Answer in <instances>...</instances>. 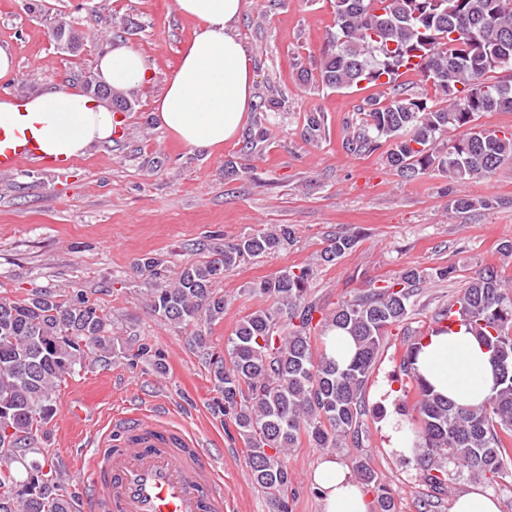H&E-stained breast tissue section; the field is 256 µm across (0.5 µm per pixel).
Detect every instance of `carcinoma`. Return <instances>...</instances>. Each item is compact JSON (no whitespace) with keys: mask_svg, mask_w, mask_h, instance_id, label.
Returning a JSON list of instances; mask_svg holds the SVG:
<instances>
[{"mask_svg":"<svg viewBox=\"0 0 512 512\" xmlns=\"http://www.w3.org/2000/svg\"><path fill=\"white\" fill-rule=\"evenodd\" d=\"M336 35L320 63L327 87H383L388 99L368 98L357 130L345 135L350 152L387 146L388 165L405 179L442 171L452 180L490 177L512 162V131L482 128L476 116L512 112V0H331ZM420 76L415 87L407 79ZM442 105L431 103V96ZM466 132L448 141L451 130ZM295 230L281 224L213 247L212 258L187 263L172 283L161 262L141 259L150 311L176 328H195L208 364L214 412L230 421L247 447L252 481L272 512H289L291 478L283 457L306 440L318 448H363L368 437L366 392L391 329L409 319L426 284L454 278L456 267L402 270L370 281L326 312L310 293L313 268L289 267L251 287L272 300L246 315L214 355L201 322L224 317V296L213 282L245 259L283 248ZM357 236L329 239L319 261L330 264L352 250ZM464 326L491 352L492 394L480 405L458 406L436 393L415 361L422 340ZM351 336L355 353L340 365L326 350L328 333ZM150 352L126 348L112 336V319L81 291L65 299L44 292L22 300L0 298V512H72L75 494L59 468L31 447L54 415L53 391L64 376L99 361H135ZM411 403L405 428L412 460L434 496L445 494L449 468L495 482L509 475L512 446V292L488 268L465 278L451 304L434 310L430 325L411 332L393 373ZM353 472L374 492V512H396L391 490L371 459L358 455Z\"/></svg>","mask_w":512,"mask_h":512,"instance_id":"obj_1","label":"carcinoma"}]
</instances>
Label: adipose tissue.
I'll list each match as a JSON object with an SVG mask.
<instances>
[{
  "instance_id": "adipose-tissue-1",
  "label": "adipose tissue",
  "mask_w": 512,
  "mask_h": 512,
  "mask_svg": "<svg viewBox=\"0 0 512 512\" xmlns=\"http://www.w3.org/2000/svg\"><path fill=\"white\" fill-rule=\"evenodd\" d=\"M176 3L197 31L169 76L155 115L185 145L212 151L237 135L252 100L251 60L234 31L242 0ZM97 69L103 82L118 90L137 88L149 76L143 55L123 45L105 53ZM20 122L39 125L45 150L62 157L81 155L92 143L111 139L114 126L104 106L65 88L33 98L21 111L0 103V127ZM418 365L437 392L460 405L483 401L494 385L488 354L463 327L425 339ZM311 484L323 512H370L362 484L332 455L319 460Z\"/></svg>"
}]
</instances>
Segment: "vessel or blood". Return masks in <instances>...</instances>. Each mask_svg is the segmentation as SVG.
I'll use <instances>...</instances> for the list:
<instances>
[{"label":"vessel or blood","mask_w":512,"mask_h":512,"mask_svg":"<svg viewBox=\"0 0 512 512\" xmlns=\"http://www.w3.org/2000/svg\"><path fill=\"white\" fill-rule=\"evenodd\" d=\"M39 137L0 144V171L35 165L63 170ZM87 512H224L223 468L189 430L141 408L113 415L77 462Z\"/></svg>","instance_id":"obj_1"}]
</instances>
